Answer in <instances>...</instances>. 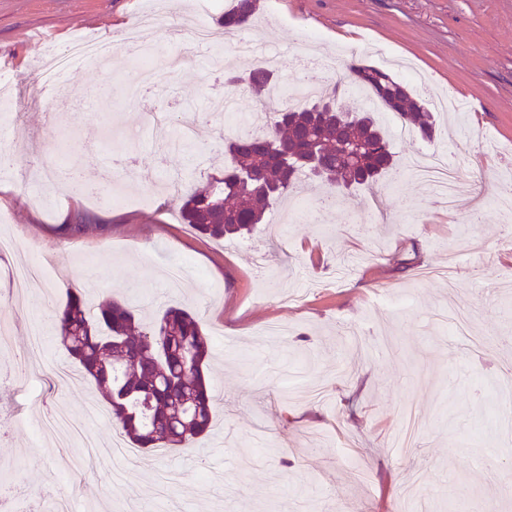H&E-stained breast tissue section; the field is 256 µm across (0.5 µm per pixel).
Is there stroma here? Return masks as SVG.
<instances>
[{
    "mask_svg": "<svg viewBox=\"0 0 512 512\" xmlns=\"http://www.w3.org/2000/svg\"><path fill=\"white\" fill-rule=\"evenodd\" d=\"M250 31L269 64L290 84L296 61L310 77L337 87L353 112L369 110L346 77L350 65H375L388 50L418 78L410 90L467 96L469 112L438 115L442 137H400L398 118L377 115L403 168L420 149L447 151L458 176L485 192L482 207L462 194L448 212L433 188L388 177L351 189L337 202L314 184L273 207L252 234L213 239L181 223L179 196L163 187L204 184L224 169L231 127L210 117L207 95L223 94L228 69H246L231 44L204 56L188 52L196 0H0V57L20 80L0 110V144L21 159L0 172V217L27 250L0 257V269L37 257L60 269L28 302L66 300L72 277L88 304L116 296L149 318L184 303L211 343L209 378L217 399L213 428L193 446L161 449L126 462L119 497L105 490L114 466V427L95 423L99 446L81 439L37 442L39 419L55 407L83 418L95 404L90 382L65 389L49 375L68 357L49 336L31 391L14 381L13 404L0 412V469L22 465L40 490L72 489L73 512H512V219L495 197L512 183V0H261ZM185 49L174 81L155 91L154 111L189 106L200 115L191 144L159 150L141 108H121L131 34ZM57 47L78 36L114 40L107 68L76 66L59 113L107 92L97 123L61 135L32 90L40 86V35ZM38 136V153L12 127L14 115ZM75 160L85 185L146 206L105 208L53 191L33 200L30 173L46 162ZM78 212L111 225L109 234L69 238L59 249L54 225ZM479 252L452 280H422L449 257ZM0 373L28 344L27 318L3 293Z\"/></svg>",
    "mask_w": 512,
    "mask_h": 512,
    "instance_id": "stroma-1",
    "label": "stroma"
}]
</instances>
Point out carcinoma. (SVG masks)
<instances>
[{
  "mask_svg": "<svg viewBox=\"0 0 512 512\" xmlns=\"http://www.w3.org/2000/svg\"><path fill=\"white\" fill-rule=\"evenodd\" d=\"M260 0H230L222 26L229 34L247 26ZM357 84L379 99L406 125L432 141L433 113L416 100L407 86L373 65H353ZM246 82L257 94L280 85L274 69L258 63L229 84ZM336 97L326 89L312 99L277 110L270 129L246 137L224 139V176L181 197L183 223L214 239L252 232L264 222L266 210L296 188L301 177H312L302 163L319 153L318 178L328 189L374 183L393 167V152L379 122L369 112L320 111L315 103ZM89 230L105 234L108 224H93L87 214L75 224H58L62 236ZM54 329L62 348L101 396V405L128 445L149 454L157 448L177 450L205 435L212 421L207 378L210 342L204 327L188 309L167 305L150 321L136 318L127 303L103 301L87 309L82 288L66 292L65 304L54 311Z\"/></svg>",
  "mask_w": 512,
  "mask_h": 512,
  "instance_id": "carcinoma-1",
  "label": "carcinoma"
}]
</instances>
